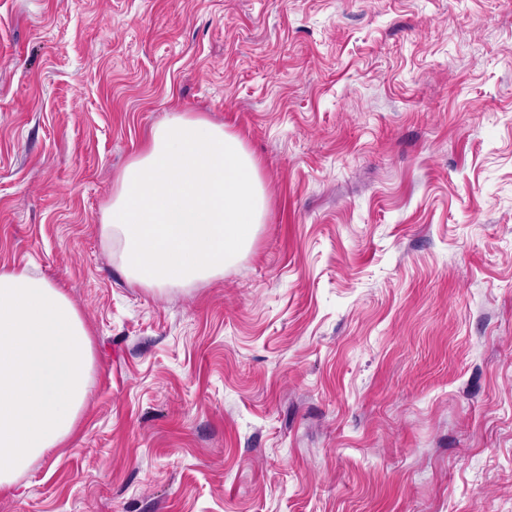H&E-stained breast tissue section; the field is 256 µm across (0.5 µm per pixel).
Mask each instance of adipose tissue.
I'll return each instance as SVG.
<instances>
[{
  "label": "adipose tissue",
  "mask_w": 512,
  "mask_h": 512,
  "mask_svg": "<svg viewBox=\"0 0 512 512\" xmlns=\"http://www.w3.org/2000/svg\"><path fill=\"white\" fill-rule=\"evenodd\" d=\"M269 213L258 162L241 138L176 114L114 180L100 234L124 275L149 289L223 276ZM90 334L68 293L25 268H0V493L63 447L88 398Z\"/></svg>",
  "instance_id": "1"
}]
</instances>
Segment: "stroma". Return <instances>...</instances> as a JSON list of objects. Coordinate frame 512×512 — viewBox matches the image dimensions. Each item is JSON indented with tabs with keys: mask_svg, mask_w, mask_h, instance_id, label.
Here are the masks:
<instances>
[{
	"mask_svg": "<svg viewBox=\"0 0 512 512\" xmlns=\"http://www.w3.org/2000/svg\"><path fill=\"white\" fill-rule=\"evenodd\" d=\"M270 216L191 288L99 225L172 113ZM91 331L0 512H512V0H0V267Z\"/></svg>",
	"mask_w": 512,
	"mask_h": 512,
	"instance_id": "obj_1",
	"label": "stroma"
}]
</instances>
